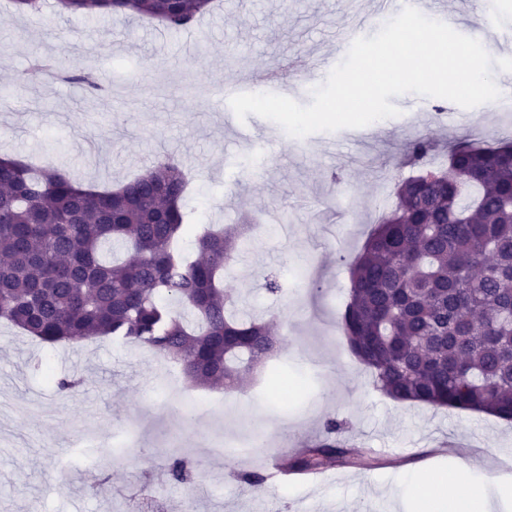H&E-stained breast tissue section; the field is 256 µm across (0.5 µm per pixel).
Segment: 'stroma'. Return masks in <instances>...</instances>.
<instances>
[{
    "label": "stroma",
    "instance_id": "1",
    "mask_svg": "<svg viewBox=\"0 0 512 512\" xmlns=\"http://www.w3.org/2000/svg\"><path fill=\"white\" fill-rule=\"evenodd\" d=\"M366 20L376 32L371 0H223L186 30L149 19L108 13L64 14L44 0L31 14L0 0V154L52 166L82 183L116 187L170 157L189 173L184 206L193 224L225 225L240 215L265 224L257 241L242 246L224 274L243 316L281 324L274 362L288 379L271 386L259 367L243 396L223 395L204 429L229 447L215 464L204 447H183L197 463L196 485L163 489L171 504L210 499L217 512H257L267 498L272 512H397L399 469L426 473L453 463L445 441L480 451L485 470L512 460V422L484 413L397 402L374 388L369 368L351 355L336 327L349 299L348 262L375 226L381 206H394L395 184L412 175L403 159L411 142L430 140L429 165L444 146L468 137L512 144V112L485 106L457 109L442 98H421V111L385 119L374 138L353 141L344 130L288 135L255 116L238 119L221 97L225 81L267 90L300 104L317 86L312 57L346 55L337 35ZM42 56L79 73L96 75L91 91L67 80L24 87L22 73ZM291 62L285 84L259 87L251 76ZM459 110L452 128L438 126L439 111ZM318 268L316 286L269 294L267 274L283 275L300 259ZM165 359L147 348L109 339L74 344L39 343L0 322V404L33 403L46 416L0 414V512H101L97 471L59 467L77 456V437L123 429L141 415V445L170 454L180 418L161 395ZM76 379V391L58 379ZM337 439L356 437L384 449L377 466L330 461L318 492L306 486L254 490L238 475L281 455L295 441L310 445L328 421ZM265 445L251 447L252 438ZM110 512H127L129 499L153 473L137 453L112 459Z\"/></svg>",
    "mask_w": 512,
    "mask_h": 512
}]
</instances>
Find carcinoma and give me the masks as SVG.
Segmentation results:
<instances>
[{
    "instance_id": "cac0c4a2",
    "label": "carcinoma",
    "mask_w": 512,
    "mask_h": 512,
    "mask_svg": "<svg viewBox=\"0 0 512 512\" xmlns=\"http://www.w3.org/2000/svg\"><path fill=\"white\" fill-rule=\"evenodd\" d=\"M75 12L132 6V15L191 28L213 0H63ZM433 152L420 138L414 162ZM181 163L166 158L115 189L84 188L54 167L0 157V320L47 344L110 337L155 350L194 385L247 392L279 338L228 315L224 271L244 242L236 228L188 224ZM398 202L351 267L342 327L352 354L387 397L512 420V145L463 140L447 160L396 186ZM117 244L128 258H104ZM373 460L328 439L290 468L332 456ZM165 479L185 484L173 454Z\"/></svg>"
}]
</instances>
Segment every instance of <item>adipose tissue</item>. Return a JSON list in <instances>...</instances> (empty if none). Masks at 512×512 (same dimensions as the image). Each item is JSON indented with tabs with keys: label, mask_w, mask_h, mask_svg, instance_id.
<instances>
[{
	"label": "adipose tissue",
	"mask_w": 512,
	"mask_h": 512,
	"mask_svg": "<svg viewBox=\"0 0 512 512\" xmlns=\"http://www.w3.org/2000/svg\"><path fill=\"white\" fill-rule=\"evenodd\" d=\"M468 493H458L459 484ZM412 512H512V482L488 475L473 476L468 465L434 473L422 480L418 472L403 470L397 479Z\"/></svg>",
	"instance_id": "obj_1"
}]
</instances>
